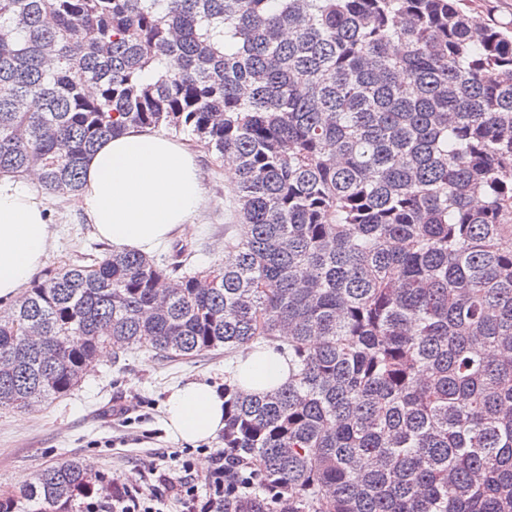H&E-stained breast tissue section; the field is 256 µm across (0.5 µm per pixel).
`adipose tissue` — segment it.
Instances as JSON below:
<instances>
[{
    "label": "adipose tissue",
    "mask_w": 512,
    "mask_h": 512,
    "mask_svg": "<svg viewBox=\"0 0 512 512\" xmlns=\"http://www.w3.org/2000/svg\"><path fill=\"white\" fill-rule=\"evenodd\" d=\"M27 176L0 175V302L15 300L44 266L54 246L46 205ZM203 198L195 156L167 135L131 128L103 140L85 160L77 196L95 234L117 249L152 252L180 225L191 223ZM288 367L273 350L247 349L237 381L251 393L286 383ZM166 430L196 443L224 427V396L204 380L171 388Z\"/></svg>",
    "instance_id": "1"
}]
</instances>
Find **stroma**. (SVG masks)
Segmentation results:
<instances>
[{
	"mask_svg": "<svg viewBox=\"0 0 512 512\" xmlns=\"http://www.w3.org/2000/svg\"><path fill=\"white\" fill-rule=\"evenodd\" d=\"M176 141L195 153L202 174L204 203L192 223L182 225L154 252L157 263L174 262L179 249L191 251L195 271L217 267L225 245L243 228L235 214V183L225 165L182 133ZM55 246L46 265L82 264L111 249L98 240L73 197L47 199ZM237 371L236 353L220 350L171 362L146 349L98 360L76 389L52 403L27 410L0 409V494L18 489L19 475L33 477L47 465L78 459L94 476L91 497H78L75 512L106 492L141 481L154 455L178 454L179 441L164 428L165 399L171 386L204 379L223 386Z\"/></svg>",
	"mask_w": 512,
	"mask_h": 512,
	"instance_id": "1",
	"label": "stroma"
}]
</instances>
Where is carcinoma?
Returning a JSON list of instances; mask_svg holds the SVG:
<instances>
[{"label":"carcinoma","instance_id":"cac0c4a2","mask_svg":"<svg viewBox=\"0 0 512 512\" xmlns=\"http://www.w3.org/2000/svg\"><path fill=\"white\" fill-rule=\"evenodd\" d=\"M232 163L243 238L170 280L130 250L47 270L0 316V407L107 350L287 339L224 382V512H512V23L460 0H0V173L75 195L129 128ZM77 459L0 496L70 512Z\"/></svg>","mask_w":512,"mask_h":512}]
</instances>
